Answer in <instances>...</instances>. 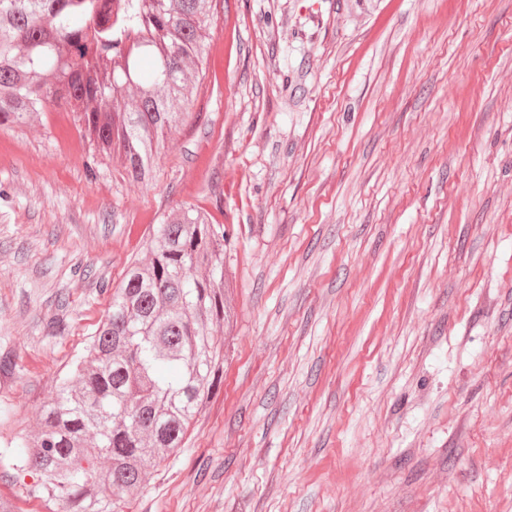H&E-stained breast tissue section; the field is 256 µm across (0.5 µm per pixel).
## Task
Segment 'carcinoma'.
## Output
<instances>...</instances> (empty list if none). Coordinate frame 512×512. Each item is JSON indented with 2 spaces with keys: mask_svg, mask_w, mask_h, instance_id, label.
I'll return each mask as SVG.
<instances>
[{
  "mask_svg": "<svg viewBox=\"0 0 512 512\" xmlns=\"http://www.w3.org/2000/svg\"><path fill=\"white\" fill-rule=\"evenodd\" d=\"M218 2L121 0L114 22L110 0H0V127L70 112L91 145L146 179L191 114ZM224 240L205 209L168 213L36 427L0 452L37 476L28 493L55 512H114L182 448L224 364L213 334L232 318Z\"/></svg>",
  "mask_w": 512,
  "mask_h": 512,
  "instance_id": "cac0c4a2",
  "label": "carcinoma"
}]
</instances>
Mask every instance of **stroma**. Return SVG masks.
Masks as SVG:
<instances>
[{
    "label": "stroma",
    "instance_id": "obj_1",
    "mask_svg": "<svg viewBox=\"0 0 512 512\" xmlns=\"http://www.w3.org/2000/svg\"><path fill=\"white\" fill-rule=\"evenodd\" d=\"M210 32L149 182L71 114L0 128V448L199 206L223 380L119 512H512V0H221ZM35 482L0 462L16 512H53Z\"/></svg>",
    "mask_w": 512,
    "mask_h": 512
}]
</instances>
